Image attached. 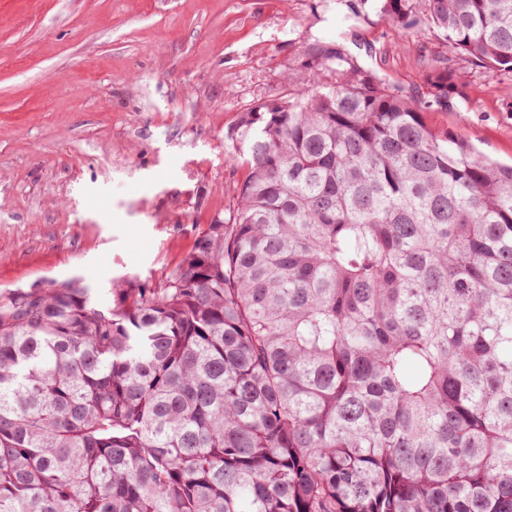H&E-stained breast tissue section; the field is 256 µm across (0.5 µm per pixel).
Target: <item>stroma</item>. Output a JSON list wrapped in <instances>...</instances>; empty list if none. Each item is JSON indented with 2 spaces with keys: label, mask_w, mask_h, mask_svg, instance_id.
Here are the masks:
<instances>
[{
  "label": "stroma",
  "mask_w": 512,
  "mask_h": 512,
  "mask_svg": "<svg viewBox=\"0 0 512 512\" xmlns=\"http://www.w3.org/2000/svg\"><path fill=\"white\" fill-rule=\"evenodd\" d=\"M351 0H0V297L82 279L159 287L248 170L247 108L306 84L304 44L342 39L387 82L458 76L427 124L512 164V78Z\"/></svg>",
  "instance_id": "stroma-1"
}]
</instances>
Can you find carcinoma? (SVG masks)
Segmentation results:
<instances>
[{"mask_svg":"<svg viewBox=\"0 0 512 512\" xmlns=\"http://www.w3.org/2000/svg\"><path fill=\"white\" fill-rule=\"evenodd\" d=\"M512 73V0H374ZM160 288L0 298V512H512V166L336 39Z\"/></svg>","mask_w":512,"mask_h":512,"instance_id":"cac0c4a2","label":"carcinoma"}]
</instances>
